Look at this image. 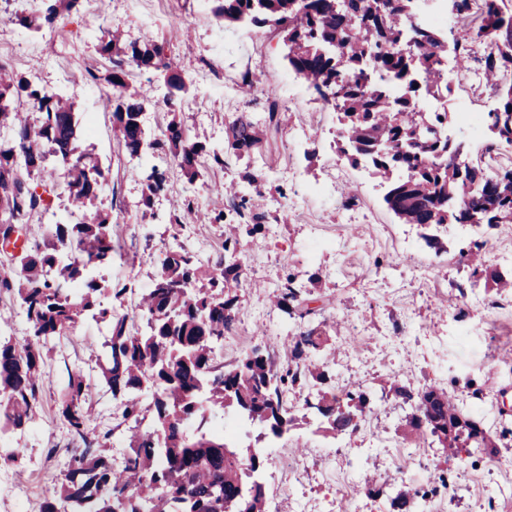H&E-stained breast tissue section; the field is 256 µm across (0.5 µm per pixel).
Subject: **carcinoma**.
<instances>
[{"label": "carcinoma", "mask_w": 512, "mask_h": 512, "mask_svg": "<svg viewBox=\"0 0 512 512\" xmlns=\"http://www.w3.org/2000/svg\"><path fill=\"white\" fill-rule=\"evenodd\" d=\"M79 0H42L41 10L18 21L32 32L53 23L60 9L70 12ZM214 18L222 23L269 26L288 41V64L294 74L340 114L338 149L356 165L368 161L390 182L384 196L389 210L404 224L426 228L448 224H512V165L494 169L470 158L445 134L448 112H426L420 101L450 92L445 83L448 45L459 54L471 44L487 48L482 78L497 87L499 106L486 114L483 126L489 144L512 146V0H455L460 26L453 40L440 36L415 13V0H211ZM101 50L112 56L106 77L117 137L132 155L171 156L189 184L200 167H224L225 157L251 155L261 142L260 129L241 116L229 126L227 149L212 146L176 119L160 135H147L140 115L152 90L131 93L127 67L152 68L166 85L186 88L170 70L162 48L153 40L127 42L104 32ZM399 82L389 89L385 79ZM25 100L40 114L28 121L14 102ZM0 224H26L34 213L52 209L48 191L38 192L34 173L50 161L64 167V185L72 211L44 227L42 242L25 246L15 264L0 268V294L24 308L29 334L21 340L0 336V437L32 421L33 409L51 388L46 359L57 339L91 318L107 324L97 381L120 400V418L127 425V451L121 468L106 455L112 433L90 434L88 397L94 385L82 373L69 375L58 413L80 442L67 470L41 496L40 512H265L261 482L266 457L251 447L239 450L224 438L219 425L226 411L259 422L279 438L296 425L285 405L288 391L303 392L330 380L318 360L326 340V323L291 338L287 358L275 362L266 349L253 348L234 365L219 370L215 349L232 332L239 299L224 295V284L240 276L241 236L262 230L265 215L255 212L249 224H228L223 259L207 271L185 249L168 253L150 288L136 305L144 321L140 330L128 317L101 306L98 295L112 302L126 299L127 285L103 288L93 271L112 261V214L97 205L105 172L96 154L78 144L80 124L74 100L0 65ZM143 203L164 192L168 175L153 165L140 170ZM219 195L240 210L252 200L247 187H226ZM224 221V211L200 210L199 197H185L171 224ZM470 286H512L504 276L464 254ZM288 276L275 295V306L290 318L311 314L307 298ZM394 397L412 403L407 425L424 430L446 450L448 459L463 451L493 455L497 444L484 423L461 411L448 391L427 387L413 391L390 387ZM304 410L322 418L325 431L356 432L371 410L362 389L339 402L335 392L316 388L304 397ZM448 480L438 474L427 489L408 488L390 498L391 512H427Z\"/></svg>", "instance_id": "cac0c4a2"}]
</instances>
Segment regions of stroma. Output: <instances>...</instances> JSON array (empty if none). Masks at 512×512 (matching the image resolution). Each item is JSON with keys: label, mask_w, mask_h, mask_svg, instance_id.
<instances>
[{"label": "stroma", "mask_w": 512, "mask_h": 512, "mask_svg": "<svg viewBox=\"0 0 512 512\" xmlns=\"http://www.w3.org/2000/svg\"><path fill=\"white\" fill-rule=\"evenodd\" d=\"M38 5L39 0H11L8 17H0V63L68 91L80 119L91 122L81 142L97 154L107 175L98 205L112 214L118 246L103 276L126 283L137 295L150 288L171 251L183 248L201 265L213 264L224 254L225 225L241 221L232 207H225L220 224L178 225L168 216L189 192L205 202L208 186L253 176L262 193L264 230L241 242V274L230 288L240 307L234 331L216 351V366L234 364L255 345L281 357L285 338L336 319L341 326L330 332L326 347L331 384L339 390L360 386L374 396L357 432L336 436L305 419L282 438H265L266 512H389L388 495H369L368 482L383 485L398 477L412 486L446 466L454 484L435 498L433 512H484L491 496L497 512H512V495L502 493L512 486V446L475 461L465 456L446 463L438 442L407 428L409 404L380 398L392 377L414 389L448 388L461 409L477 411L480 418L494 412L512 420V309L505 308V296L490 291L470 300L468 270L457 263L469 243L458 238L456 227L438 231L444 251L428 246L420 226L401 223L387 209L380 178L339 153L338 114L289 68L283 35L267 27L222 26L209 0H82L78 10L62 13L38 34L12 22V14ZM108 30L129 41L163 42L166 62L187 81V91L168 102L158 72L131 69L132 87L155 89L140 116L149 135L160 134L176 116L215 144L245 115L263 128L259 148L224 168H205L192 185L171 170L167 191L144 205L139 171L169 168L170 161L132 156L113 133L112 113L103 106L112 59L99 50V37ZM89 71L98 77L91 85L80 79ZM248 76L256 83L244 96L240 86ZM447 82L451 92L441 107L464 98L472 111L484 113L497 104L494 91L474 84L467 73L448 72ZM274 110L287 113L286 124L267 125ZM300 130L307 136L299 142ZM297 177L315 185V192L296 191ZM313 273L318 282H310ZM290 274L310 298L313 313L302 320L284 317L270 302ZM105 334L103 325L86 320L58 343L46 364L52 387L36 404L33 422L0 439V446L20 451L16 463L0 464V512L21 506L38 512L43 486L66 469L74 443L56 412L60 391L71 373L96 375ZM477 388L478 402L471 396ZM91 401L89 426L113 431L107 454L121 465L125 429L118 402L100 384ZM419 443L427 450L422 461L407 453Z\"/></svg>", "instance_id": "35a3bbf8"}]
</instances>
